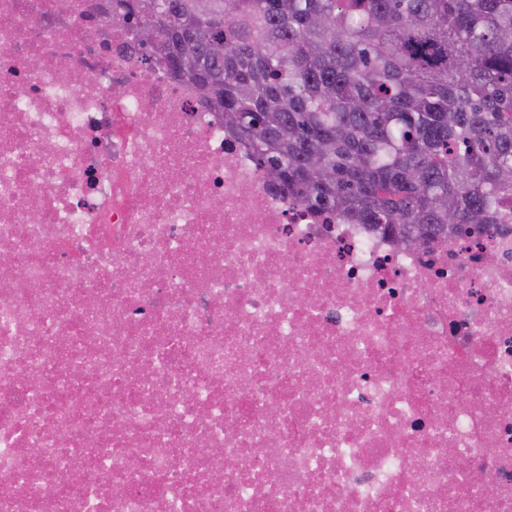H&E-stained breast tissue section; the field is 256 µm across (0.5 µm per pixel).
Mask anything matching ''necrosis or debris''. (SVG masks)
<instances>
[{
  "label": "necrosis or debris",
  "mask_w": 512,
  "mask_h": 512,
  "mask_svg": "<svg viewBox=\"0 0 512 512\" xmlns=\"http://www.w3.org/2000/svg\"><path fill=\"white\" fill-rule=\"evenodd\" d=\"M0 257V512H512V213L322 223L109 0H0Z\"/></svg>",
  "instance_id": "1"
}]
</instances>
